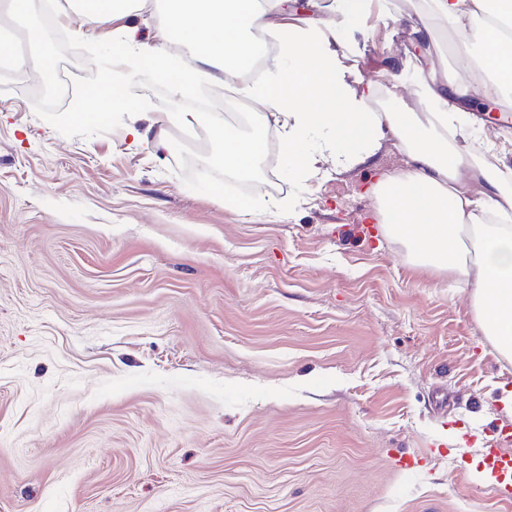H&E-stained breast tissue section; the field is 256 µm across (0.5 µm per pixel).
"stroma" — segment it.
<instances>
[{"label": "stroma", "instance_id": "stroma-1", "mask_svg": "<svg viewBox=\"0 0 512 512\" xmlns=\"http://www.w3.org/2000/svg\"><path fill=\"white\" fill-rule=\"evenodd\" d=\"M317 2L374 112L421 111L425 59L458 81L476 48L452 25L412 45L420 0H362L354 18ZM164 10L141 0L100 31L148 40ZM28 52L0 10V512H512L480 455L512 362L457 276L415 268L367 219L397 146L372 169L320 161L282 213L262 109L273 187L237 214L184 185L175 149L134 145L143 115L60 134L34 110V66L14 64ZM485 141L512 169V105L477 88L454 144Z\"/></svg>", "mask_w": 512, "mask_h": 512}]
</instances>
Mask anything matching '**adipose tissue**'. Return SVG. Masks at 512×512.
Here are the masks:
<instances>
[{
  "label": "adipose tissue",
  "mask_w": 512,
  "mask_h": 512,
  "mask_svg": "<svg viewBox=\"0 0 512 512\" xmlns=\"http://www.w3.org/2000/svg\"><path fill=\"white\" fill-rule=\"evenodd\" d=\"M133 0H67L63 19L94 29L127 15ZM429 19L411 30V41H426L436 21L457 27L480 22L482 70L500 91L512 89V36L485 24L494 14L512 21V0H428ZM291 0H166L164 20L155 39L135 36L116 41L119 55L137 68H176L169 48L188 50L190 66L177 68L176 91L192 88L195 76L220 81L234 78L260 56L269 65L261 81L243 83L240 91L272 107L280 125L279 152L289 170L306 180L328 158L337 171L372 163L386 139L405 155V168L384 174L369 188L381 202L375 220L401 242L413 265L455 273L472 280L474 309L485 336L512 360V187L495 165L465 166L459 150L449 148L448 133L459 120L469 89L422 83L423 112H371L370 94L345 82L336 68L340 35L324 26L314 30L288 23ZM122 105L119 86H91L76 125L105 121ZM169 124L194 131L207 129L222 146L225 170H250L265 149V133L254 128L242 135L212 112H171ZM325 128L332 139L318 152L305 149L309 132ZM490 189L489 206L500 221L478 223L477 199L467 182Z\"/></svg>",
  "instance_id": "1"
}]
</instances>
